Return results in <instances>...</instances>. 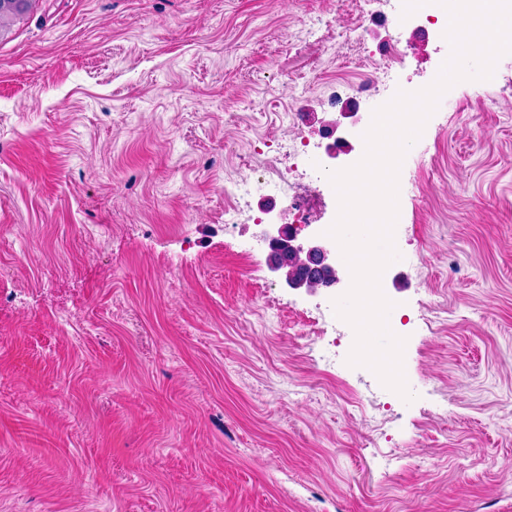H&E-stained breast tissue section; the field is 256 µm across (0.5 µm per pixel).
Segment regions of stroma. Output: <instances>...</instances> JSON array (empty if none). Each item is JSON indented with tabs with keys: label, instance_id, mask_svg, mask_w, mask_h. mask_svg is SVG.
Wrapping results in <instances>:
<instances>
[{
	"label": "stroma",
	"instance_id": "35a3bbf8",
	"mask_svg": "<svg viewBox=\"0 0 512 512\" xmlns=\"http://www.w3.org/2000/svg\"><path fill=\"white\" fill-rule=\"evenodd\" d=\"M449 53L355 0H34L0 29V512H512V54L400 169L412 401L346 362L347 270H269L266 210L302 241L335 191L232 190L333 126L349 167Z\"/></svg>",
	"mask_w": 512,
	"mask_h": 512
}]
</instances>
